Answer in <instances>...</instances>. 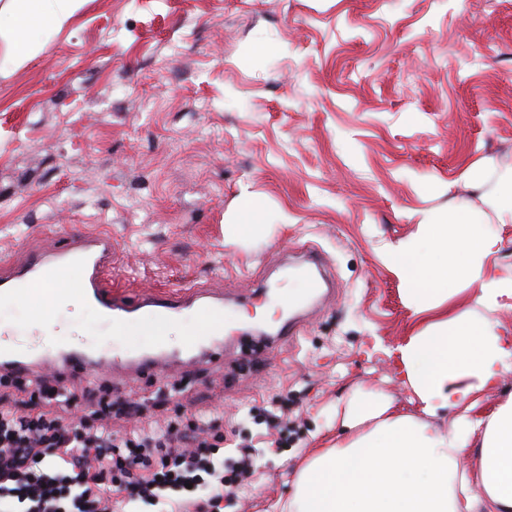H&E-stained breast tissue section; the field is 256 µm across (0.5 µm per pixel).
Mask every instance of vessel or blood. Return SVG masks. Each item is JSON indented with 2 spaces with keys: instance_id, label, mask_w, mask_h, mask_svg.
<instances>
[{
  "instance_id": "vessel-or-blood-1",
  "label": "vessel or blood",
  "mask_w": 512,
  "mask_h": 512,
  "mask_svg": "<svg viewBox=\"0 0 512 512\" xmlns=\"http://www.w3.org/2000/svg\"><path fill=\"white\" fill-rule=\"evenodd\" d=\"M63 268L76 272L71 296L94 307L113 329H124L134 315L144 310L151 311L163 324L191 311L204 320L205 326L192 334L182 352H171L161 344L154 352L135 354L79 345L70 320L37 311L27 327L0 325V374L38 376L51 367L61 377H78L94 384L107 370L133 380L148 374L162 383L173 377L176 368L213 360L223 353L224 324L218 319L224 309L223 292L154 287L131 296L116 290L112 282L111 235L90 232L81 224L69 225L57 242L28 253L22 261L0 259V295L27 299L33 290L50 288Z\"/></svg>"
}]
</instances>
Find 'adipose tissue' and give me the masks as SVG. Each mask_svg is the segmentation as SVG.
<instances>
[{
  "label": "adipose tissue",
  "instance_id": "ef3b65f1",
  "mask_svg": "<svg viewBox=\"0 0 512 512\" xmlns=\"http://www.w3.org/2000/svg\"><path fill=\"white\" fill-rule=\"evenodd\" d=\"M81 2L0 0V39L8 48L0 75L39 50L38 33L64 30ZM487 169L476 164L465 173L479 202L453 206L383 253L423 323L397 348L407 384L425 415L456 411L451 428L433 429L389 400L354 399L343 420L353 436L315 450L281 512H512V397L488 417L475 414L478 394L512 373V334L472 317L457 300L464 285L487 312L512 300V278L486 272L499 244L486 227L512 224V191L484 194ZM469 455L470 472L461 467Z\"/></svg>",
  "mask_w": 512,
  "mask_h": 512
}]
</instances>
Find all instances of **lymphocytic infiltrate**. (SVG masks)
Returning a JSON list of instances; mask_svg holds the SVG:
<instances>
[{"label": "lymphocytic infiltrate", "instance_id": "f902f5d3", "mask_svg": "<svg viewBox=\"0 0 512 512\" xmlns=\"http://www.w3.org/2000/svg\"><path fill=\"white\" fill-rule=\"evenodd\" d=\"M111 399L79 402L73 388L38 380L26 408L0 403V512H124L127 502L169 512H221L255 462L232 468L216 417L192 413L123 436Z\"/></svg>", "mask_w": 512, "mask_h": 512}]
</instances>
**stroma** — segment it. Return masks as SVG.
Segmentation results:
<instances>
[{
  "mask_svg": "<svg viewBox=\"0 0 512 512\" xmlns=\"http://www.w3.org/2000/svg\"><path fill=\"white\" fill-rule=\"evenodd\" d=\"M481 162L512 170V0H85L68 27L0 77V254L50 228L112 235L133 287L224 291V359L101 388L145 402L125 432L190 411L224 413V461L251 445L253 476L223 512H280L313 448L344 441L355 397L421 416L395 352L415 329L379 249L459 200ZM267 231L230 241L245 198ZM321 252L336 293L292 343L252 293L284 278L283 254ZM148 316L123 332L83 308L90 346L153 351ZM288 409V441L264 424Z\"/></svg>",
  "mask_w": 512,
  "mask_h": 512,
  "instance_id": "35a3bbf8",
  "label": "stroma"
}]
</instances>
